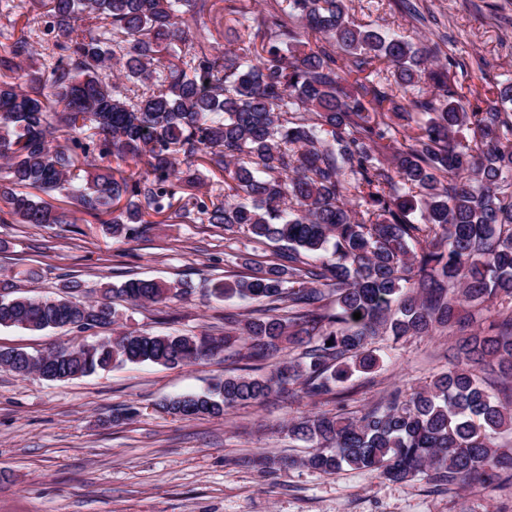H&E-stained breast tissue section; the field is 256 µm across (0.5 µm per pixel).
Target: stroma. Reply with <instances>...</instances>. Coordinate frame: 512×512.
I'll use <instances>...</instances> for the list:
<instances>
[{
    "label": "stroma",
    "mask_w": 512,
    "mask_h": 512,
    "mask_svg": "<svg viewBox=\"0 0 512 512\" xmlns=\"http://www.w3.org/2000/svg\"><path fill=\"white\" fill-rule=\"evenodd\" d=\"M417 16L398 0H350L361 23L414 42H437L449 63L468 66L475 108L488 81L512 76V0H415ZM68 224H1L0 277L26 295L80 281L94 300L101 283L125 276L186 282L185 297L146 307L122 305L118 325L80 332L31 333L0 327V348L42 353L88 344L132 330L220 337L224 317L251 316L254 301L214 299L216 281L248 275L272 254L246 234L228 241L208 224H153L128 241L88 224L69 205ZM36 269L37 280L23 278ZM456 337L447 332L394 343L378 337L381 363L355 374L337 393L300 394L239 406L219 418L183 419L160 410L167 397L201 393L230 372L269 374L270 362L214 358L180 368L143 363L61 383L0 369V512H512V482L451 491L416 479L394 482L343 468L325 475L298 463L305 443L288 434L290 421L314 413H349L387 392L410 394L446 364Z\"/></svg>",
    "instance_id": "obj_1"
}]
</instances>
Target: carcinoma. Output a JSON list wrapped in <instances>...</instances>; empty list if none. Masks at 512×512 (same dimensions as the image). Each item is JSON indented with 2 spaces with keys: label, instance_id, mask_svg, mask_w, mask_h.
Returning a JSON list of instances; mask_svg holds the SVG:
<instances>
[{
  "label": "carcinoma",
  "instance_id": "carcinoma-1",
  "mask_svg": "<svg viewBox=\"0 0 512 512\" xmlns=\"http://www.w3.org/2000/svg\"><path fill=\"white\" fill-rule=\"evenodd\" d=\"M40 12L0 47V200L19 224H69L35 195H60L92 224L134 240L163 217L196 216L231 237L278 245L274 260L216 298L258 303L224 315L265 378L226 375L212 390L160 403L181 418L220 417L293 387L321 397L378 364L379 331L398 341L439 329L456 352L425 388L394 391L359 417L321 413L288 424L309 444L300 460L450 489L512 479V80L470 112L439 63V44L357 23L345 0H273L253 12L224 0H35ZM41 20V67L27 28ZM94 26L97 34H84ZM229 36L236 47L219 53ZM412 127L398 140L397 128ZM61 132L66 145L51 147ZM134 166L115 176L112 161ZM211 186L207 192L201 191ZM189 294L128 278L86 301L70 280L55 297L15 294L0 280V326L29 331L110 327L135 306ZM361 313L356 320L353 314ZM331 345H326V342ZM236 342L195 334L123 332L46 356L0 349V368L66 381L127 364L177 368ZM306 344L299 359L279 360ZM502 386L505 400L489 389Z\"/></svg>",
  "mask_w": 512,
  "mask_h": 512
}]
</instances>
